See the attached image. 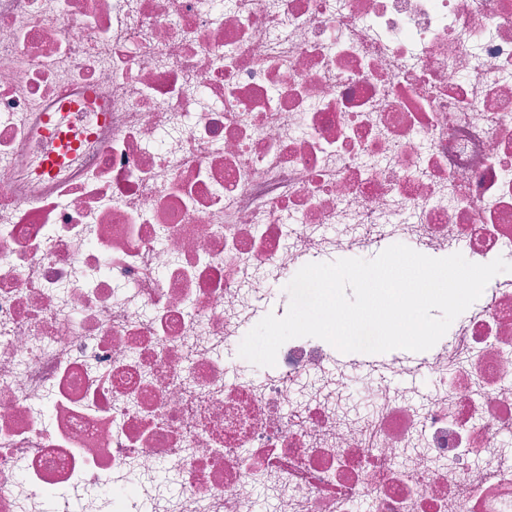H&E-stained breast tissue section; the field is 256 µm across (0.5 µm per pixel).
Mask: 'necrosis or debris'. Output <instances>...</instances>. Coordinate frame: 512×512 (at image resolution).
I'll list each match as a JSON object with an SVG mask.
<instances>
[{
    "mask_svg": "<svg viewBox=\"0 0 512 512\" xmlns=\"http://www.w3.org/2000/svg\"><path fill=\"white\" fill-rule=\"evenodd\" d=\"M385 242L512 247V0H0V512H512V280L371 361L434 388L367 423L323 340L228 357L266 281Z\"/></svg>",
    "mask_w": 512,
    "mask_h": 512,
    "instance_id": "obj_1",
    "label": "necrosis or debris"
}]
</instances>
